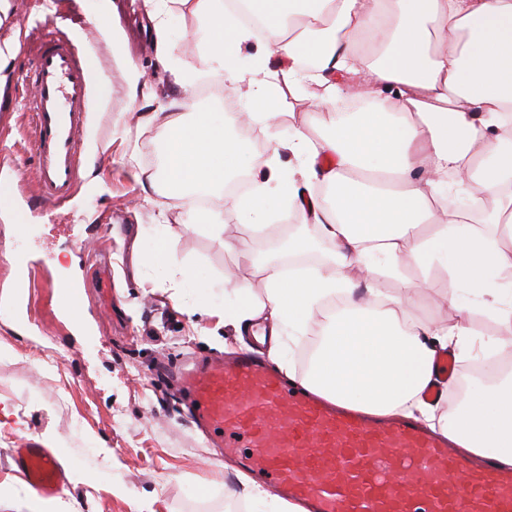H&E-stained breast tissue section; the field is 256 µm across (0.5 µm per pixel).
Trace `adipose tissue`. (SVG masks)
<instances>
[{"instance_id": "adipose-tissue-1", "label": "adipose tissue", "mask_w": 512, "mask_h": 512, "mask_svg": "<svg viewBox=\"0 0 512 512\" xmlns=\"http://www.w3.org/2000/svg\"><path fill=\"white\" fill-rule=\"evenodd\" d=\"M176 2L210 22L215 72L232 84L248 81L249 120L277 123L284 92L308 81L320 89L315 106L330 126L317 138L291 127L284 144L304 164L297 179L278 166L279 140L267 157H250L222 125L149 113L148 122L161 124L169 205L190 191L219 192L244 166H261L265 178L236 201L240 223L268 233L284 199L318 229L314 237L289 235V252H308L316 237L333 247L328 264L298 273L253 258L262 298L238 285L225 308L211 301L204 312L223 314L239 332L266 318L303 333L322 315L306 387L376 416L420 419L465 454L512 468L511 375L475 386L453 412L424 396L441 351L474 350L467 318L483 310L512 330V0H239L236 10L225 0ZM243 11L260 22L285 66L259 65L242 78L235 51L254 35ZM344 96L367 106L337 111ZM464 178L482 188L467 213L478 217L475 225L445 205L453 181ZM316 181L326 196L311 195ZM426 222L432 232L415 235ZM152 232L148 259L173 292L204 288L198 271L172 262L169 225ZM409 265L423 279L404 278ZM437 269L448 276L458 315L450 324L415 320L400 295L379 286L394 278L408 292Z\"/></svg>"}]
</instances>
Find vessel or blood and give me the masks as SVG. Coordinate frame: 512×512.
I'll list each match as a JSON object with an SVG mask.
<instances>
[{"instance_id": "obj_1", "label": "vessel or blood", "mask_w": 512, "mask_h": 512, "mask_svg": "<svg viewBox=\"0 0 512 512\" xmlns=\"http://www.w3.org/2000/svg\"><path fill=\"white\" fill-rule=\"evenodd\" d=\"M35 129L34 192L18 197L14 165L0 170V201L22 220L36 204L61 206L78 185L80 151L95 107L87 53L49 33L25 76ZM176 388L189 420L225 455L308 512H512V471L470 466L447 437L408 419L376 420L311 393L251 352L183 364ZM16 465L45 494L62 482L55 455L26 441Z\"/></svg>"}]
</instances>
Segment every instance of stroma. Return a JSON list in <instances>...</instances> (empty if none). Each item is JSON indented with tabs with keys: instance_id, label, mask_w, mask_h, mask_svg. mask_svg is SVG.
<instances>
[{
	"instance_id": "stroma-1",
	"label": "stroma",
	"mask_w": 512,
	"mask_h": 512,
	"mask_svg": "<svg viewBox=\"0 0 512 512\" xmlns=\"http://www.w3.org/2000/svg\"><path fill=\"white\" fill-rule=\"evenodd\" d=\"M11 23L23 31L20 52L8 85L0 92V139L15 144L14 156L32 191L34 137L20 107L27 91L23 76L34 61L41 39L38 24L49 20L59 37L89 48L96 62L93 91L101 100L84 141L83 166L70 202L34 217L24 229L0 220V407L10 416L0 427V486L12 489L21 474L12 459L26 439L57 437L60 461L85 469L97 487L73 488L72 496L88 502L90 512H253L239 496L242 469L220 461L205 438L188 425L170 380L157 376L164 361L183 357L231 355L252 345L256 333L271 324L257 320L253 331L238 337L216 318L187 315L183 302L171 297L167 282L144 254L150 228L166 220L175 235L173 259L205 272L216 301L224 299V279L247 277L253 292L262 288L248 265L258 252L275 251L273 238L253 236L238 226L236 248L192 229L191 206L159 211L152 199L166 191L163 182L141 185L131 173L138 167L161 168L159 124L144 117L160 103L184 101L208 113L239 136L248 151L264 154L271 136L287 139L288 128L313 112L316 85L285 95L286 123L269 128L243 125L239 113L223 99L201 96L217 78L203 64L208 24L182 9L169 17V55H160L156 33L142 0H114L112 18L122 34L117 43L96 36L85 43V29L96 19L98 0H11ZM132 58L144 82L130 96L124 58ZM137 128L136 165L123 159V126ZM23 259L35 281L34 294L19 293L16 259ZM75 285L83 295L80 319L58 309L50 288ZM448 283L444 276L412 298L415 317L423 322L456 319L450 307L436 304Z\"/></svg>"
}]
</instances>
